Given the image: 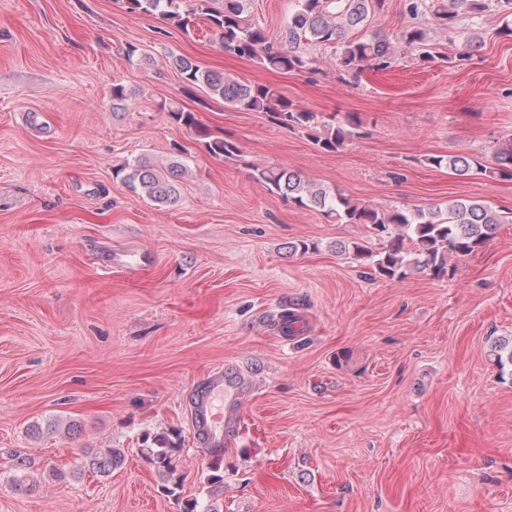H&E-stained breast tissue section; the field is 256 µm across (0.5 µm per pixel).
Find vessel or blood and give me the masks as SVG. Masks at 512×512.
I'll list each match as a JSON object with an SVG mask.
<instances>
[{
  "label": "vessel or blood",
  "instance_id": "obj_1",
  "mask_svg": "<svg viewBox=\"0 0 512 512\" xmlns=\"http://www.w3.org/2000/svg\"><path fill=\"white\" fill-rule=\"evenodd\" d=\"M250 386L242 377L218 368L204 378L191 397L192 432L204 448L223 447L237 427Z\"/></svg>",
  "mask_w": 512,
  "mask_h": 512
}]
</instances>
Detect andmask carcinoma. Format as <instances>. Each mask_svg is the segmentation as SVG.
Segmentation results:
<instances>
[{"instance_id":"cac0c4a2","label":"carcinoma","mask_w":512,"mask_h":512,"mask_svg":"<svg viewBox=\"0 0 512 512\" xmlns=\"http://www.w3.org/2000/svg\"><path fill=\"white\" fill-rule=\"evenodd\" d=\"M386 2L293 0L287 27L279 41L270 40L262 24L251 17L248 0H125V6L132 13L160 15L187 34L203 18L225 53L278 73L310 69L312 61L298 52L301 42L329 47L336 55L337 69L353 77L367 68L389 69L396 42L418 52L422 62L438 60L439 56L430 49L425 21L433 22L451 38L458 33L459 22L465 15L480 19L488 11H497L506 18L512 17V0H408L407 11L418 22L402 29L393 41L379 29L368 30L370 19L384 10ZM482 47L483 40L478 33L466 35L458 60H471ZM172 65L186 86L205 88L237 109L267 112L277 125L306 133L325 152H336L360 135L362 121L355 113L341 116L337 112H313L295 104L272 85L252 84L206 70L183 56L172 57ZM168 116L174 123L193 131L211 157L226 160L240 156L236 141L212 135L196 113L171 107ZM493 160V166L488 167L470 155L425 156L426 164L445 167L457 176L481 174L512 180V139L496 149ZM186 171L180 155L163 167L140 156L125 162L114 174L133 191L157 203L173 204L179 195L177 178ZM253 178L298 208H313L340 223L362 224L368 228L377 246L362 241L348 246L341 244L339 249L351 254L371 277L400 281L418 271L442 279L448 275L452 259L472 255L497 236L501 225L512 223V218L480 201L458 199L443 209L395 206L380 210L338 190L316 185L290 169L255 166ZM181 451V438L167 435L153 437L151 444L141 449L146 460L164 477L165 490L169 493L175 492L181 482L178 472ZM221 453L220 449L213 450L215 459L207 476L209 495L224 488ZM121 457L118 448H82L68 470L53 467L51 471L58 479L87 471L106 477L112 474ZM33 483L31 462L25 458L14 459L10 487L22 492L29 490Z\"/></svg>"}]
</instances>
